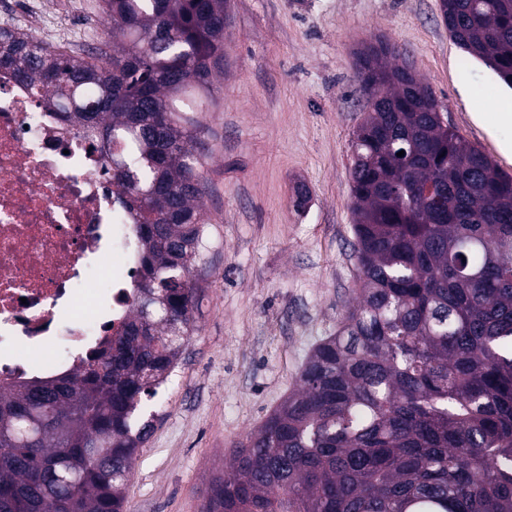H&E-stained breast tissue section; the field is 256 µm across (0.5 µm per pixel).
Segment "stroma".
Here are the masks:
<instances>
[{
	"mask_svg": "<svg viewBox=\"0 0 512 512\" xmlns=\"http://www.w3.org/2000/svg\"><path fill=\"white\" fill-rule=\"evenodd\" d=\"M56 24L107 36L99 0H59ZM439 0H230L207 130L206 263L197 329L145 412L154 427L125 484L126 512H200L212 477L300 383L355 299L351 141L367 107L355 50L383 37L452 127L512 174V127L477 120L512 100L449 38ZM305 186L309 201L296 205Z\"/></svg>",
	"mask_w": 512,
	"mask_h": 512,
	"instance_id": "obj_1",
	"label": "stroma"
}]
</instances>
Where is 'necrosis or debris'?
I'll use <instances>...</instances> for the list:
<instances>
[{
  "instance_id": "1",
  "label": "necrosis or debris",
  "mask_w": 512,
  "mask_h": 512,
  "mask_svg": "<svg viewBox=\"0 0 512 512\" xmlns=\"http://www.w3.org/2000/svg\"><path fill=\"white\" fill-rule=\"evenodd\" d=\"M111 166L0 72V376L55 373L60 336L87 350L128 315L138 243Z\"/></svg>"
}]
</instances>
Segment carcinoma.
<instances>
[{"label": "carcinoma", "instance_id": "cac0c4a2", "mask_svg": "<svg viewBox=\"0 0 512 512\" xmlns=\"http://www.w3.org/2000/svg\"><path fill=\"white\" fill-rule=\"evenodd\" d=\"M100 9L112 42L82 56L0 26V70L112 152L139 244L120 331L73 368L0 383V512H124L153 428L142 403L196 327L205 145L182 113L224 71L227 0ZM440 11L512 87V0ZM397 56L381 38L357 52L373 104L352 142L358 301L201 512H512V175L443 125Z\"/></svg>", "mask_w": 512, "mask_h": 512}]
</instances>
